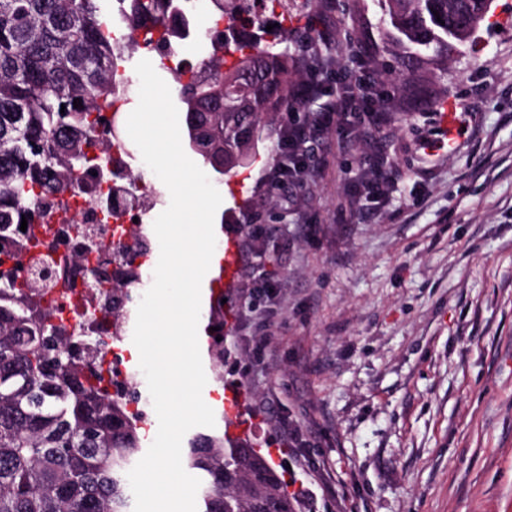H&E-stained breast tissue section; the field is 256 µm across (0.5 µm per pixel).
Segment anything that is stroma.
<instances>
[{
    "instance_id": "obj_1",
    "label": "stroma",
    "mask_w": 512,
    "mask_h": 512,
    "mask_svg": "<svg viewBox=\"0 0 512 512\" xmlns=\"http://www.w3.org/2000/svg\"><path fill=\"white\" fill-rule=\"evenodd\" d=\"M383 19L380 0L294 9L289 27L314 25L329 60L321 100L276 117L235 174L209 176L238 248L223 382L242 388L238 436L319 512H512V0H490L457 53L420 70L435 96L414 104ZM359 58L389 123L328 129L306 176L273 185L285 124L335 100ZM380 154L392 181L370 206L348 186ZM260 258L271 302L247 285Z\"/></svg>"
}]
</instances>
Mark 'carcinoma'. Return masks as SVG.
<instances>
[{
    "instance_id": "obj_1",
    "label": "carcinoma",
    "mask_w": 512,
    "mask_h": 512,
    "mask_svg": "<svg viewBox=\"0 0 512 512\" xmlns=\"http://www.w3.org/2000/svg\"><path fill=\"white\" fill-rule=\"evenodd\" d=\"M383 2L388 39L403 48L395 68L407 98L420 100L418 72L448 60V40L468 39L482 0ZM266 12L280 35L263 45L251 29ZM288 15V0H207L201 14L195 0H0V263L12 264L0 284V512H131L127 473L143 451L133 381L91 365L105 341L61 335L37 282L14 274L17 224L41 217L48 179L84 196L78 175L114 140L106 112L131 100L118 62L139 45L165 57L189 41L208 46L177 75L189 144L215 172L243 165L266 116L297 104L290 44L317 41L310 28L285 26ZM252 69L261 78L241 80ZM210 288L211 335L222 337L220 277ZM208 355L223 380L224 341ZM182 460L201 481L199 512H316L267 455L218 426L192 435Z\"/></svg>"
}]
</instances>
